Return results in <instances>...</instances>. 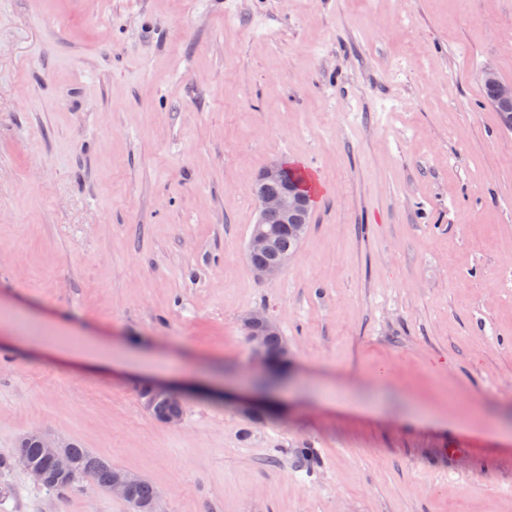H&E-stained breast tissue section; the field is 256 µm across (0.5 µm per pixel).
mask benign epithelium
Listing matches in <instances>:
<instances>
[{"label": "benign epithelium", "mask_w": 512, "mask_h": 512, "mask_svg": "<svg viewBox=\"0 0 512 512\" xmlns=\"http://www.w3.org/2000/svg\"><path fill=\"white\" fill-rule=\"evenodd\" d=\"M482 80L492 90V99L501 111L506 113L504 121L512 126V83L503 81L493 70H485ZM257 182L260 192L257 195L259 221L254 226L248 240L247 252L273 251V242L270 234L265 230V218L275 215L280 223L289 225V229L301 237L310 224V195L302 191V187L286 178V164L279 161L269 163L259 174ZM290 255L276 254L271 261L255 268L258 277L270 279L278 276L288 264ZM244 327L249 337L253 356L262 364L266 363L263 352L264 336L278 329L275 319L264 312H253L244 318ZM165 402L169 410L161 415V422L175 425L182 420L181 395L162 384L150 386L149 393L141 397V405L144 410L152 413L157 405ZM36 440L43 448L46 459L51 463L52 469L42 466H30L27 472L33 483L42 486L51 483L52 475L64 474L71 469V459L67 453L69 442L56 439L47 433L35 430L24 434L20 438V444L26 445L30 440ZM142 480L136 473L115 470L112 472L109 492L128 498L131 489Z\"/></svg>", "instance_id": "7a95c632"}]
</instances>
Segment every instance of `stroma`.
<instances>
[{
  "label": "stroma",
  "mask_w": 512,
  "mask_h": 512,
  "mask_svg": "<svg viewBox=\"0 0 512 512\" xmlns=\"http://www.w3.org/2000/svg\"><path fill=\"white\" fill-rule=\"evenodd\" d=\"M487 68L512 82V0H0V457L49 431L161 512H512V128ZM274 160L319 192L262 279ZM253 310L288 343L275 398L247 384ZM153 381L180 424L142 408ZM0 487V512H129L19 467ZM148 387H144L139 391V396L147 393L143 395L140 400L143 409L148 413H153L159 403L165 402L169 405V410L161 415V422L171 425L180 423L182 420L181 395L177 391L162 384L148 385ZM153 417L159 420L155 415H153Z\"/></svg>",
  "instance_id": "1"
}]
</instances>
